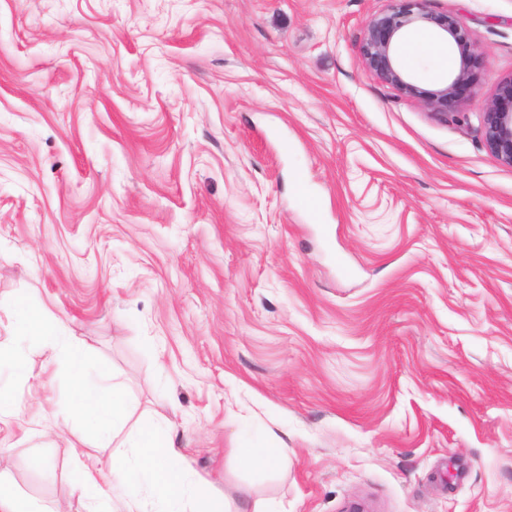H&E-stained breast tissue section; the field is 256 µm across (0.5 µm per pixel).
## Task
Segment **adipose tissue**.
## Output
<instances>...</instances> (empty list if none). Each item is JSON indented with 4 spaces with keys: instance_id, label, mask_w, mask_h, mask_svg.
I'll use <instances>...</instances> for the list:
<instances>
[{
    "instance_id": "ef3b65f1",
    "label": "adipose tissue",
    "mask_w": 512,
    "mask_h": 512,
    "mask_svg": "<svg viewBox=\"0 0 512 512\" xmlns=\"http://www.w3.org/2000/svg\"><path fill=\"white\" fill-rule=\"evenodd\" d=\"M15 313L29 338L51 350L50 361L70 376V399L62 412L58 437H68L76 421L93 419L89 437L71 443L72 474L84 512H111L112 496L97 480L104 456L112 458V476L123 492L126 512H148L141 488L158 495V512H224L223 499L202 496L190 472L176 459L168 440L174 431L164 421L141 424L129 442L132 455L112 443L131 414V403L121 383L101 370L84 344L64 335L60 320L49 311L37 313L17 303Z\"/></svg>"
}]
</instances>
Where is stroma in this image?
I'll return each mask as SVG.
<instances>
[{
  "mask_svg": "<svg viewBox=\"0 0 512 512\" xmlns=\"http://www.w3.org/2000/svg\"><path fill=\"white\" fill-rule=\"evenodd\" d=\"M388 5L0 0L13 492L83 512L37 412L69 378L39 386L22 299L174 424L232 512H512V167L479 120L512 77V0H431L485 53L450 122L366 68ZM262 434L286 466H247Z\"/></svg>",
  "mask_w": 512,
  "mask_h": 512,
  "instance_id": "1",
  "label": "stroma"
}]
</instances>
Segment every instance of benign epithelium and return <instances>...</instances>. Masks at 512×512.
<instances>
[{
  "instance_id": "1",
  "label": "benign epithelium",
  "mask_w": 512,
  "mask_h": 512,
  "mask_svg": "<svg viewBox=\"0 0 512 512\" xmlns=\"http://www.w3.org/2000/svg\"><path fill=\"white\" fill-rule=\"evenodd\" d=\"M430 0H389L388 7L367 22L360 45L365 66L380 81L400 93L417 98L434 117L446 121L461 101L460 90L467 86L472 68L481 52L467 50L457 71L441 87L424 92L414 84L399 62L398 41L408 28L428 24L451 37L457 45L468 41V29L452 15L437 14ZM486 148L501 163L512 166V78L503 81L480 116Z\"/></svg>"
}]
</instances>
